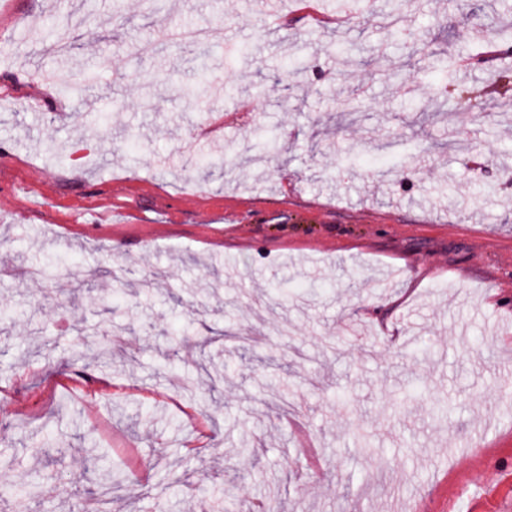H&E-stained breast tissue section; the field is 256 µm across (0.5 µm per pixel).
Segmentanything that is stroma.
I'll use <instances>...</instances> for the list:
<instances>
[{
  "mask_svg": "<svg viewBox=\"0 0 512 512\" xmlns=\"http://www.w3.org/2000/svg\"><path fill=\"white\" fill-rule=\"evenodd\" d=\"M346 13L0 0V512H76L118 447L111 512H512V15Z\"/></svg>",
  "mask_w": 512,
  "mask_h": 512,
  "instance_id": "35a3bbf8",
  "label": "stroma"
}]
</instances>
